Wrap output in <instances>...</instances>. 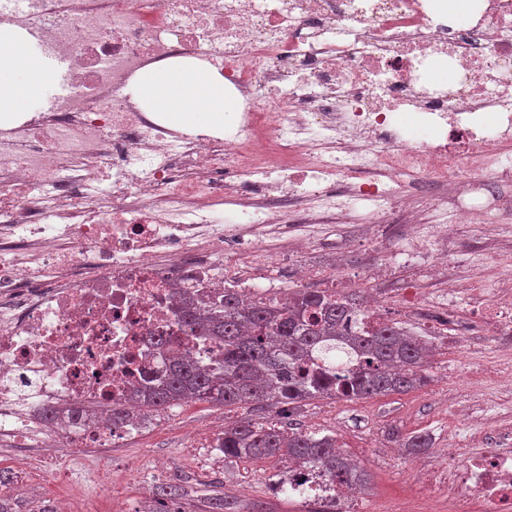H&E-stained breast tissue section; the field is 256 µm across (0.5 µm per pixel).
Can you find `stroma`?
<instances>
[{"label": "stroma", "mask_w": 512, "mask_h": 512, "mask_svg": "<svg viewBox=\"0 0 512 512\" xmlns=\"http://www.w3.org/2000/svg\"><path fill=\"white\" fill-rule=\"evenodd\" d=\"M310 233V243L300 248L295 260L275 267L281 287L290 291L320 288L326 280L344 276L359 299L366 293L361 279L374 275L382 282L393 281L412 272L403 264L390 229H379L374 243L365 241L355 224H314ZM447 250L461 286L455 313L469 333L446 330L439 342L438 365L426 369V385L365 399H313L287 413L277 407L254 412L247 406L192 402L173 422L141 442L113 449L109 456L89 448L71 449L70 460L62 464L70 472L67 481L33 475L15 491L22 512H37L44 502L57 505L65 499L80 512H155V487L165 482L186 488L184 512H196L200 497L214 493L224 495L235 512H311L308 498L280 493L278 484L288 475L286 464H254L259 477L245 487L239 483L242 461L228 459L223 470L205 473L196 463L195 449L183 445L187 432L217 422L230 425L248 416L335 436L369 475L365 512H406L410 507L415 512H451L447 499L421 492L419 477L443 463L442 449L466 451L473 422H488L497 432L512 434V390L502 388L498 378L500 371H512V344L497 342L472 317L466 293L470 274H477L481 286L491 290L512 275V221L460 225ZM415 434L427 435L430 447L408 448L407 440Z\"/></svg>", "instance_id": "35a3bbf8"}]
</instances>
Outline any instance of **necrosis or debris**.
<instances>
[{"instance_id": "1", "label": "necrosis or debris", "mask_w": 512, "mask_h": 512, "mask_svg": "<svg viewBox=\"0 0 512 512\" xmlns=\"http://www.w3.org/2000/svg\"><path fill=\"white\" fill-rule=\"evenodd\" d=\"M0 26L64 63L68 87L0 124V440L105 455L135 439L112 408L178 355L224 350L186 337L177 292L280 301L273 260L307 225L365 205V227L420 226L424 248L448 239L429 218L441 205L459 223L512 214V0L464 22L429 0H0ZM176 55L246 102L223 136L127 94ZM432 60L459 73L453 89L425 85ZM470 301L512 337V292ZM431 488L454 512H512V450L447 449Z\"/></svg>"}]
</instances>
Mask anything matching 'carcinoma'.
<instances>
[{
	"label": "carcinoma",
	"mask_w": 512,
	"mask_h": 512,
	"mask_svg": "<svg viewBox=\"0 0 512 512\" xmlns=\"http://www.w3.org/2000/svg\"><path fill=\"white\" fill-rule=\"evenodd\" d=\"M356 311L355 298L324 288L296 291L284 304L246 302L229 288L222 303L201 306L189 299L182 307L186 335L224 341V355L211 365L180 357L161 385L134 401L145 414L168 411L189 398L217 406H290L315 398L404 393L425 384L426 346L419 337L394 323L373 326L367 336L357 330L338 334L337 326L349 324ZM218 448L226 458L307 464L340 487L368 481L330 435L244 418L224 428ZM157 495L161 512H182L184 488L162 485Z\"/></svg>",
	"instance_id": "cac0c4a2"
}]
</instances>
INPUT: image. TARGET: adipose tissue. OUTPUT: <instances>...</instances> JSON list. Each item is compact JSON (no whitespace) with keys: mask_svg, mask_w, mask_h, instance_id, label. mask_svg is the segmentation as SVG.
Returning <instances> with one entry per match:
<instances>
[{"mask_svg":"<svg viewBox=\"0 0 512 512\" xmlns=\"http://www.w3.org/2000/svg\"><path fill=\"white\" fill-rule=\"evenodd\" d=\"M54 79L24 30L0 28V123L28 111ZM127 92L145 111L188 133H222L229 113L245 106L241 97L227 92L216 69L191 57L176 56L145 68Z\"/></svg>","mask_w":512,"mask_h":512,"instance_id":"ef3b65f1","label":"adipose tissue"}]
</instances>
